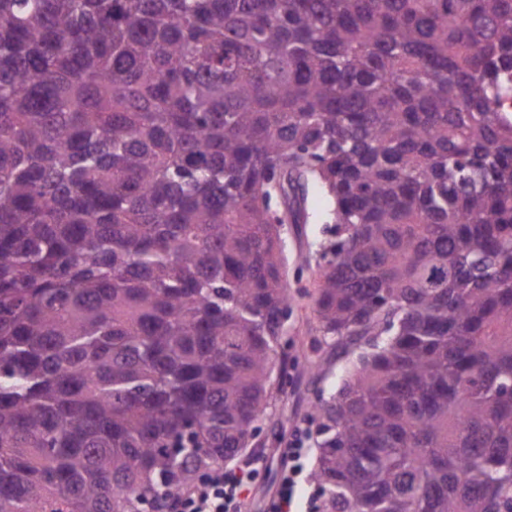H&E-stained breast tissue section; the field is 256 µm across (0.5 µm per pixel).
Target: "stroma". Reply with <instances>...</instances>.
<instances>
[{
	"label": "stroma",
	"mask_w": 512,
	"mask_h": 512,
	"mask_svg": "<svg viewBox=\"0 0 512 512\" xmlns=\"http://www.w3.org/2000/svg\"><path fill=\"white\" fill-rule=\"evenodd\" d=\"M330 209L328 197L316 195L310 204V222L288 228V287L294 296L288 317V376L270 402V419L258 424L254 442L260 450L255 455L251 493L244 512H269L282 473L292 465L298 469L299 483L291 512H322V489L311 479L316 426L310 404L317 393L335 392L343 366L335 364L322 380L312 376L310 365L323 351L310 293L317 270L316 252L328 236Z\"/></svg>",
	"instance_id": "stroma-1"
}]
</instances>
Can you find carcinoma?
<instances>
[{"label": "carcinoma", "instance_id": "obj_1", "mask_svg": "<svg viewBox=\"0 0 512 512\" xmlns=\"http://www.w3.org/2000/svg\"><path fill=\"white\" fill-rule=\"evenodd\" d=\"M512 0H0V512H143L288 371L334 204L324 512H512Z\"/></svg>", "mask_w": 512, "mask_h": 512}]
</instances>
